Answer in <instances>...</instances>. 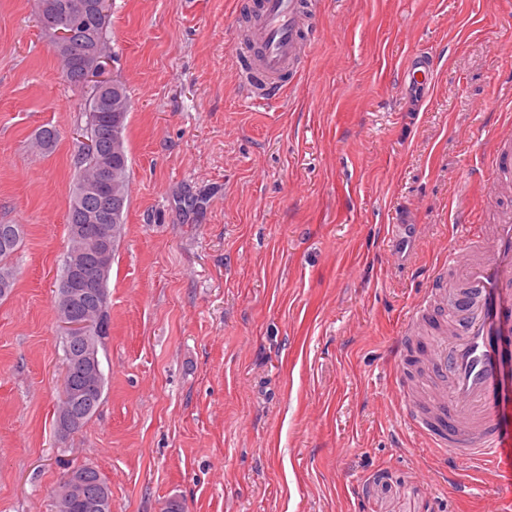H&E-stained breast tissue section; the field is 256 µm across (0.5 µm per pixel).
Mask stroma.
Wrapping results in <instances>:
<instances>
[{
  "instance_id": "1",
  "label": "stroma",
  "mask_w": 512,
  "mask_h": 512,
  "mask_svg": "<svg viewBox=\"0 0 512 512\" xmlns=\"http://www.w3.org/2000/svg\"><path fill=\"white\" fill-rule=\"evenodd\" d=\"M245 3L112 0L129 196L103 402L63 439L55 301L88 90L32 0H0V224L24 229L0 300V512H53L83 463L112 512H512V457L482 471L428 448L394 359L458 211L486 219L478 136L512 94V0H319L306 70L267 104L232 62ZM421 47L438 76L409 95ZM69 471L75 473H86L91 480V483L87 487L86 491L88 494H97L103 497L104 500L112 501L111 491L105 479L101 476L100 472L91 464L84 463L80 465L72 466ZM66 473V475L68 474ZM88 477L86 475L68 474L64 479L63 483L59 488V493L66 496L67 500H70L74 496H79L84 490V483H86ZM104 500L100 502L88 503V507L92 510L104 509Z\"/></svg>"
}]
</instances>
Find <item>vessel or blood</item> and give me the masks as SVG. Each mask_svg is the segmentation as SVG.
<instances>
[{"label":"vessel or blood","instance_id":"1","mask_svg":"<svg viewBox=\"0 0 512 512\" xmlns=\"http://www.w3.org/2000/svg\"><path fill=\"white\" fill-rule=\"evenodd\" d=\"M318 15L317 0H253L235 50L247 98L284 94L288 74L314 50ZM437 73L429 49L405 60L408 88L430 89ZM484 146L492 166L489 197L512 195V133L496 132ZM456 233L396 351L402 412L431 448L492 469L512 450V429L504 427L497 400L512 370V209L484 226L461 221Z\"/></svg>","mask_w":512,"mask_h":512}]
</instances>
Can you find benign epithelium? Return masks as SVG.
I'll use <instances>...</instances> for the list:
<instances>
[{
    "mask_svg": "<svg viewBox=\"0 0 512 512\" xmlns=\"http://www.w3.org/2000/svg\"><path fill=\"white\" fill-rule=\"evenodd\" d=\"M110 0H69L64 4L54 5L57 23L54 28L55 48L69 51V36L72 28L81 25L89 14H106L109 12ZM107 66V56L100 53L91 73L99 75L90 91L95 100V107L102 112L110 113L105 92L112 87V79L103 76ZM112 233V206L95 214L88 224H73L69 234L77 241L86 244V249L66 259L64 274L61 280L63 298L58 313L60 323L69 339L74 341L75 352L68 354L69 363L65 372L77 374L80 388L74 396L66 399V406L58 415V432L67 436L78 425V417L73 414V405H93L101 397L100 366L97 356H88L81 352L82 342L86 340V332L95 326L99 335L105 336L109 330L104 321V309L107 291L103 272L109 258V239ZM87 297H96V306L84 304ZM87 476L68 474L59 488V493L70 499L84 490Z\"/></svg>",
    "mask_w": 512,
    "mask_h": 512,
    "instance_id": "7a95c632",
    "label": "benign epithelium"
}]
</instances>
